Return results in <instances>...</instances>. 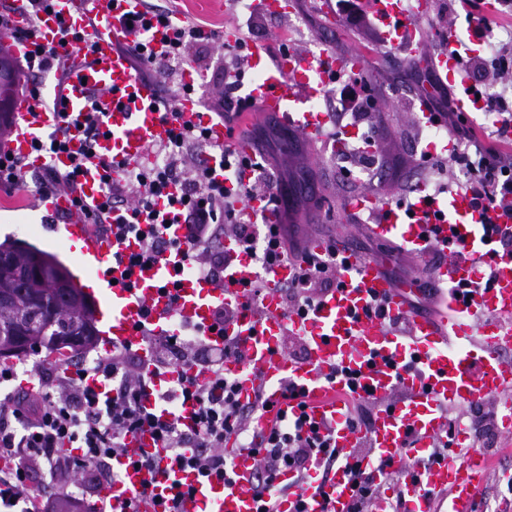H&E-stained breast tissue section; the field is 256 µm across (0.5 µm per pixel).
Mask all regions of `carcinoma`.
<instances>
[{"label": "carcinoma", "mask_w": 512, "mask_h": 512, "mask_svg": "<svg viewBox=\"0 0 512 512\" xmlns=\"http://www.w3.org/2000/svg\"><path fill=\"white\" fill-rule=\"evenodd\" d=\"M13 66L0 70V99L13 97ZM94 311L70 272L48 253L14 241L0 243V343L30 342L13 354L25 357L45 348L59 351V341L81 350L95 341Z\"/></svg>", "instance_id": "obj_1"}]
</instances>
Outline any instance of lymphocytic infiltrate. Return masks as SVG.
<instances>
[{
    "mask_svg": "<svg viewBox=\"0 0 512 512\" xmlns=\"http://www.w3.org/2000/svg\"><path fill=\"white\" fill-rule=\"evenodd\" d=\"M10 11V0H0V36L34 44L19 67L24 77L21 91L37 106L51 107L53 101L43 92L42 78L58 72L59 61L52 48L38 43L35 29L11 27ZM169 17L167 11L146 6L143 13L126 22L129 30L137 32V40L119 45L129 55L136 77L159 84L160 106L177 125L163 147L168 161L147 170L103 163V201L86 216L91 224L107 226L116 237L140 241L141 253L129 259L133 267L161 260L171 249L163 227L186 225V259L217 284L223 283L224 271L233 262L225 251L213 250L219 238L234 236L244 254L261 250L266 270L299 253L298 273L284 286L282 297L287 310L305 314L320 296L340 287L337 268L344 258L332 248L321 254L302 250L295 216L310 200L299 184L274 176L264 179L270 203L282 212L281 223L273 230L248 211L246 201L255 189L241 179L242 171H263L260 157L269 143L292 142L296 134L273 120L268 128L254 131L253 156L224 150L226 179L222 182L212 177L208 167L185 168L183 156L193 149H209L210 143L205 128L183 122L176 108L179 97L190 93L191 88L181 84L171 63L186 62L191 50L215 42L218 33L204 22L175 25L166 38L164 53L155 55L152 31L155 24L167 23ZM458 63L465 69L471 90L481 96L489 121L476 127L467 113L449 114L434 103L429 107L430 122L437 126L452 123L461 135V151L478 153L479 161L460 189L471 195L484 228L490 229L497 213L512 214V85L491 95L485 87L512 72V52L501 51L494 59L481 51L464 54ZM339 101L353 123L363 127L366 141H374L378 129L366 119L375 111L377 101L366 78H353L340 91ZM93 157V151H86L68 173L47 161L33 174L24 160L0 153V189L15 193L32 187L40 195L60 188L75 192L78 174ZM117 210L130 212V220L110 223V214ZM146 342L153 353L151 369H144L139 356L129 348L100 356L89 369L52 370L47 360H35L28 365L29 391L0 394V508L21 502L23 512H43L41 486L48 480L63 494L75 486L98 494L106 466L124 452L127 438L148 429L174 466L195 471L207 480L230 475L233 460L224 443L236 437L240 447L251 449L258 457L252 491L260 504L259 512H278V502L288 492L287 485L277 480L280 472H291L300 487L314 475L352 460L358 493L349 512H372L379 487L360 466L370 455L367 443L349 450L338 448L331 432L321 431L304 414L291 421L276 419L265 436L252 435V423L267 410L268 402L260 393L253 401L241 402L236 383L225 375V358L241 355L233 340H225L217 349L201 336L192 342L181 341L176 335L150 336ZM177 368L184 369L185 374L176 384H169L166 376ZM97 381L106 384V393L94 389ZM172 388L179 403L193 404L191 423H182L176 416L159 418L145 407L148 393L161 399Z\"/></svg>",
    "mask_w": 512,
    "mask_h": 512,
    "instance_id": "lymphocytic-infiltrate-1",
    "label": "lymphocytic infiltrate"
}]
</instances>
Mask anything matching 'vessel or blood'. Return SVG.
<instances>
[{
    "label": "vessel or blood",
    "mask_w": 512,
    "mask_h": 512,
    "mask_svg": "<svg viewBox=\"0 0 512 512\" xmlns=\"http://www.w3.org/2000/svg\"><path fill=\"white\" fill-rule=\"evenodd\" d=\"M397 2L373 0L384 38L393 44L403 43L409 50L417 31L413 19L398 11ZM141 9L142 0H54L52 9L40 16L36 42L56 49L66 77L50 91L56 108H39L30 98H17L16 135L6 145L8 152L22 157L29 168L43 166L48 159L35 151V142L57 135L66 120L82 119L90 109V93L96 89L108 93L96 115L101 129L99 157L130 168L143 167L150 148L168 143L175 125L156 108L155 86L138 79L128 57L117 48L119 41L129 37L126 18ZM65 26L92 32L89 53L78 52L75 45L64 42L61 29ZM249 52V66L258 78L246 88L251 108L241 113V122L252 123L260 114H281L312 141L321 138L326 115L308 111V100L324 93L336 72L356 74L362 70L361 58L354 56L339 61L325 52L316 59L290 49L273 57L262 44L250 46ZM177 108L184 120L207 127L211 145L242 155L252 153V141L229 138L224 124L200 112L193 96H181ZM83 148L79 132L69 130L66 150L49 161L59 171L69 172ZM103 174L100 166L89 165L78 176V196L84 204L101 202ZM72 198L64 191L51 192L43 196L42 203L49 211L69 214L66 231L71 239L82 240L83 252L92 258L97 277L110 286L108 349H135L147 364L152 353L144 334L172 335L184 326L205 329L216 307L239 308V316L226 325L225 332L238 338L245 359H227L224 372L236 379L241 400L253 398L256 387L264 386L270 409L256 418V434H263L276 418L306 411L313 422L334 426L337 447L353 448L359 439H367L380 460L398 468L401 484L411 493L410 512H474L476 494L493 473L490 457L472 450L464 463L447 457L425 468L412 466L410 460L440 439L445 413L452 408L495 403L497 409L508 410L504 429L512 432V362L502 356L512 348V326L504 327L501 322L502 317L512 318V258H497L490 288L476 290L463 301L449 295L447 288L467 280L473 263L449 255L432 276L437 312L430 315L413 310L409 288L396 286L377 261L351 254L339 269L341 288L323 295L304 317L286 310L282 303L281 288L297 272L296 263L288 260L267 272L260 306L252 312L244 308L247 297L242 286L250 276L249 262L239 255L233 239L224 241L225 251L236 261L226 271L223 284L186 275L171 296L164 285L181 264V257L135 269L132 277H125L124 266L115 264L112 256H131L139 252V243L131 238L102 241L87 235L86 219L76 211ZM428 199V192H421L413 206L417 218L410 222L399 209L368 193L348 199L346 210L352 215L373 213L375 221L369 232L375 239L399 240L416 253L423 252L433 239L451 245L463 242L476 254L485 253L480 241L481 215L468 195L449 193L443 208L451 220L445 224L422 223ZM128 279L133 282L129 288L124 285ZM378 302L385 307V318L406 321L405 335L390 331L385 319L368 318V310ZM289 332L303 339L306 361H295L286 352L283 338ZM413 359L418 360L419 370L405 372V363ZM339 365L360 371L365 395L376 404L367 431L342 423L352 394L344 378L330 376L332 368ZM291 384L298 397H285ZM152 445L151 433H139L128 439L126 453L114 458L112 466L122 471L123 480L102 491L114 512H121L126 500L142 490L161 499L170 495V460L165 453H158L152 473L129 463L141 449ZM224 450L234 461L229 478L202 482L195 473H180V480L191 489L182 500V512H257L258 503L250 490L256 455L239 447L233 438L225 442ZM423 487L440 492V499L420 495ZM354 497L355 479L341 463L325 482H312L302 500L280 501L278 510L293 512L300 502L305 512H349Z\"/></svg>",
    "instance_id": "1"
}]
</instances>
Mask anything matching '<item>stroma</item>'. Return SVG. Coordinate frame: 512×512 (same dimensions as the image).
<instances>
[{
    "label": "stroma",
    "mask_w": 512,
    "mask_h": 512,
    "mask_svg": "<svg viewBox=\"0 0 512 512\" xmlns=\"http://www.w3.org/2000/svg\"><path fill=\"white\" fill-rule=\"evenodd\" d=\"M155 2L182 13L186 20L203 21L218 30L225 24H234L248 43L266 44L276 35L289 47L313 54L327 49L336 57L346 58L363 52L361 75L370 83L379 101L378 112L369 117L379 130L375 151L392 161V169L364 182H349L325 141L311 144L303 139L295 150L274 151L266 166L285 177L302 171L313 177L311 190L315 202L297 218L302 239L317 235L343 238L352 250L378 261L403 284L409 285L424 277V260L404 251L400 241L384 244L371 237L365 230L369 214L352 218L345 204L347 199L363 192L381 202L392 203L404 192L418 191L423 185L432 191L442 186L456 187L458 169L446 168L432 173L422 170L415 144L423 128L416 111L423 84L431 71L429 60L438 54L440 32L450 29L460 42L468 40L469 30L459 0H429L428 14L416 22L424 35V44L413 56L399 45H380L376 31L351 23L347 15L337 9L336 0H296L294 12L303 19L299 28L288 17L266 15L258 19L250 11L237 14L227 6L213 9L207 0ZM65 222V216L36 207L31 193L9 195L0 191V242L7 239L24 242L55 254L70 268L79 258L71 242L58 230ZM493 454L497 459L496 469L481 494L479 507L481 512H512V492L506 489L507 483L512 482V452L497 448Z\"/></svg>",
    "instance_id": "1"
}]
</instances>
